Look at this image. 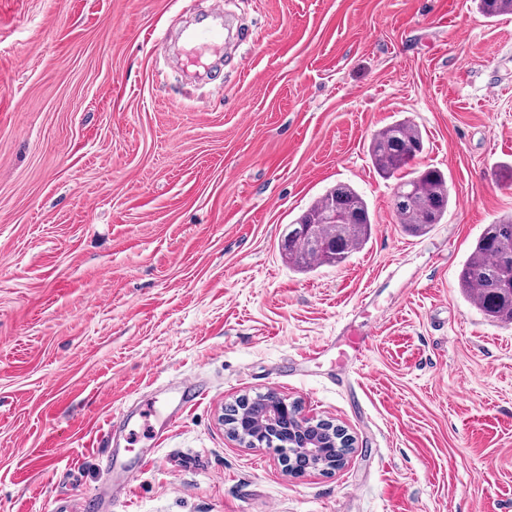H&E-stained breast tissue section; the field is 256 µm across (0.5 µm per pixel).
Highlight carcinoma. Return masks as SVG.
Here are the masks:
<instances>
[{"label":"carcinoma","instance_id":"carcinoma-1","mask_svg":"<svg viewBox=\"0 0 512 512\" xmlns=\"http://www.w3.org/2000/svg\"><path fill=\"white\" fill-rule=\"evenodd\" d=\"M488 18L512 14V0H478ZM421 130L401 119L379 130L369 147L375 170L391 179L423 151ZM451 203L448 180L438 169L426 167L410 178L397 179L393 211L397 223L411 234H424L442 223ZM338 210L342 222L324 224L322 218ZM373 217L364 197L351 185L339 183L313 203L288 231L282 251L288 264L300 271L316 266H339L371 238ZM512 217L487 225L459 272L462 291L484 317L496 324H512Z\"/></svg>","mask_w":512,"mask_h":512}]
</instances>
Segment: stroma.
Listing matches in <instances>:
<instances>
[{
  "label": "stroma",
  "instance_id": "stroma-1",
  "mask_svg": "<svg viewBox=\"0 0 512 512\" xmlns=\"http://www.w3.org/2000/svg\"><path fill=\"white\" fill-rule=\"evenodd\" d=\"M217 7L242 35L189 63L180 35ZM402 118L452 195L422 236L369 156ZM507 164L512 15L474 0H0V512H74L110 419L138 411L148 447L195 376L125 512H512V325L458 285L512 213ZM340 182L373 234L297 271L288 226ZM347 327L361 364H301ZM268 392L353 436L341 468L227 434ZM173 395V401L168 402L164 413L159 417L160 426L158 430H153L154 444L158 446V442L164 436L165 430L175 423L185 410L195 403L197 400L205 397L208 394L206 386L196 380H182L178 384L170 388Z\"/></svg>",
  "mask_w": 512,
  "mask_h": 512
}]
</instances>
